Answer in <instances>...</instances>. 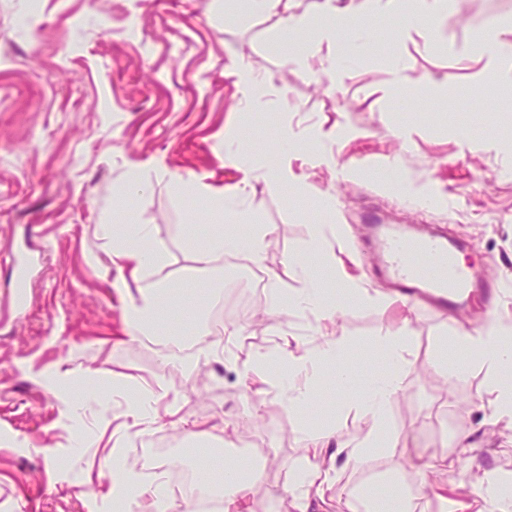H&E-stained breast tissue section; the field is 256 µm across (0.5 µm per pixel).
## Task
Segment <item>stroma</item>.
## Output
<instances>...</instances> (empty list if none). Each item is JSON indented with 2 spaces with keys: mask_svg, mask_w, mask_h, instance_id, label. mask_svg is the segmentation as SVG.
<instances>
[{
  "mask_svg": "<svg viewBox=\"0 0 512 512\" xmlns=\"http://www.w3.org/2000/svg\"><path fill=\"white\" fill-rule=\"evenodd\" d=\"M512 17V0H455L442 21L452 40L431 47L425 27L376 21L363 65L341 80L283 67L281 17L241 11L225 22L215 0H0V512H112V460L134 471L137 449L179 438L182 423L166 418L148 435L128 432L118 451L81 450L59 418L60 404L41 376L69 370L82 386L79 413L87 436L101 418L124 422V397L140 383L164 393L182 422L209 432V447L226 463L260 473L251 512H290L293 473L307 454L306 433L336 429L348 443L367 431L356 414V389L319 381L316 401L289 408L283 393H259L244 369L256 352L288 337L295 354L321 339L312 316L282 314L253 322L225 313L230 339L189 352L151 337L126 336L122 302L112 283V243L106 224H148L166 247L152 280L181 285L164 326L179 328L207 289L248 266L278 275L285 296L302 283L309 262L325 294L351 282L391 295L388 307L358 306L337 319L362 375L383 368L376 340L408 323L410 364L388 411V445L367 462L339 458V479L311 512H350L361 493L412 490L427 512L441 497L478 512L474 494L484 470L512 475V451L502 448L512 427L490 417L496 394L484 370L448 380L433 372L459 328L512 322V85L477 69V35ZM404 56L409 80L394 86L391 60ZM259 70L269 88L262 112L239 111L236 65ZM444 84V95L429 83ZM328 133L342 159L361 168H314L303 155L284 157L282 125ZM235 134L275 165L288 162L301 185L257 189L247 216L214 211L207 188L236 184L241 173L224 153ZM151 178L141 196L124 194L129 166ZM167 170L164 180L154 170ZM204 188L186 194V183ZM429 189L421 205L401 185ZM417 225L460 245L477 278L505 284L495 310L463 306L451 312L421 300L402 302L376 271L374 223ZM269 225V245L254 254V225ZM335 227L326 255L307 252L313 225ZM198 241L233 233L242 249L205 271L195 268ZM34 265L16 282L10 245ZM24 299V312L15 302ZM55 448L46 458L44 447ZM453 454L445 472H421L409 458Z\"/></svg>",
  "mask_w": 512,
  "mask_h": 512,
  "instance_id": "1",
  "label": "stroma"
}]
</instances>
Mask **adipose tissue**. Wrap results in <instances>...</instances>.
Listing matches in <instances>:
<instances>
[{
  "mask_svg": "<svg viewBox=\"0 0 512 512\" xmlns=\"http://www.w3.org/2000/svg\"><path fill=\"white\" fill-rule=\"evenodd\" d=\"M451 6L450 0H316L314 16L289 15L284 19L287 37L307 34L304 53L284 52L283 59L291 67L307 66L309 59H318L328 71L341 72L346 67L348 54L357 52L363 37V18L377 15H395L415 9L418 18L428 20L430 38L447 41L448 36L440 30L439 20ZM479 55H486L500 63L499 78L512 83V19L501 20L486 30L479 42ZM324 135L313 129L282 130L281 147L284 154L305 150L312 166L338 167L339 161L330 150L322 149ZM228 158L239 163L243 179L235 188L216 191L211 196L213 205L228 213L239 214L253 196L256 186L273 192L282 189L293 180L288 164L274 168L254 164L252 154L234 140L224 143ZM166 253L152 236L145 224H116L112 227V263L119 270L128 271L133 281L141 288L137 298L129 303L125 311V324L130 335L155 336L160 334L157 320L169 305L166 286L150 282L152 270L163 264ZM296 273L303 286L289 302L292 311L307 312L323 325L327 334L322 343L300 356H289L287 373L271 367L272 354H257L248 367L269 389L286 392L290 408L308 405L316 394V378L324 364L336 366V379L347 386L357 382L364 388L354 407L365 417L368 430L356 446L338 440L336 432L311 436L310 456L294 473L298 493L293 497V512H308L312 501L324 499L336 481L337 468L325 464L322 459L325 448L335 447L337 453L365 463L374 452L386 444L388 426L386 411L392 398L403 386V373L408 363L406 358L410 330L400 326L387 331L380 339L383 357L387 363L384 370L371 374L367 381H360L358 374L349 371L343 363L344 342L334 336L336 318L352 306L386 305V297L368 291L344 287L333 300H325L319 281L310 273L309 267L297 265ZM512 365V325L500 322L477 333L464 332L456 337L451 352L443 354L433 365L435 372L454 380L465 377L473 367L485 368L491 386L497 392V403L491 412L494 420L512 425V386L503 385L500 371ZM116 498L135 500L150 498L154 512H172L174 505H181L184 512H196V500L186 494L180 503H173L156 484H147L137 477L121 474Z\"/></svg>",
  "mask_w": 512,
  "mask_h": 512,
  "instance_id": "obj_1",
  "label": "adipose tissue"
}]
</instances>
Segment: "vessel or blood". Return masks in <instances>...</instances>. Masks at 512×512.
Instances as JSON below:
<instances>
[{
    "mask_svg": "<svg viewBox=\"0 0 512 512\" xmlns=\"http://www.w3.org/2000/svg\"><path fill=\"white\" fill-rule=\"evenodd\" d=\"M371 230L380 260L377 272L392 280L402 297L425 295L449 310L475 299L488 301L499 291L455 266L456 244L446 237L411 233L395 224H375Z\"/></svg>",
    "mask_w": 512,
    "mask_h": 512,
    "instance_id": "b4317fda",
    "label": "vessel or blood"
}]
</instances>
